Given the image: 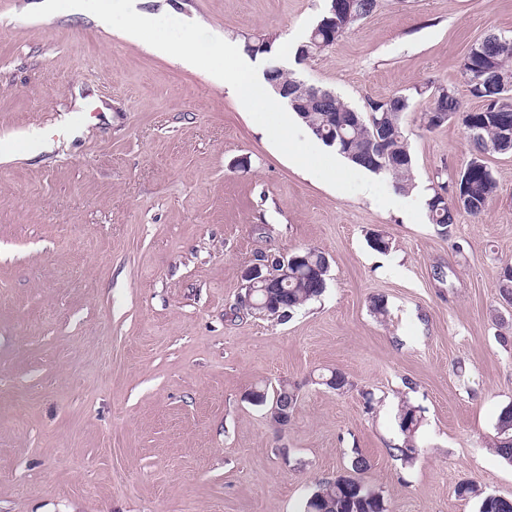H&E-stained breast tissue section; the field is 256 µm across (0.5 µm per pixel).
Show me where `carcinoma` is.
Returning a JSON list of instances; mask_svg holds the SVG:
<instances>
[{"label": "carcinoma", "mask_w": 512, "mask_h": 512, "mask_svg": "<svg viewBox=\"0 0 512 512\" xmlns=\"http://www.w3.org/2000/svg\"><path fill=\"white\" fill-rule=\"evenodd\" d=\"M352 6L353 13L348 17H335L331 12H325L306 40L298 46L297 60L312 57L333 44L356 22L372 14L378 7V0H353ZM462 68L479 80L477 90L481 97L493 98L498 94L501 80L512 81V35L499 34L488 39L480 54H467ZM265 80L272 87L278 85L287 89L296 100L302 103L307 101L308 93L294 73L271 65L266 70ZM324 106L325 109L319 112L304 109L297 112L318 140L360 166L369 157L383 161L390 167L389 175L396 180L400 190L415 188L412 157L402 125V114L409 108L408 97L396 96L365 113L356 111L337 96L326 98ZM495 108L496 105L491 103L485 112L465 111L455 92L442 88L434 96L429 110L423 113V122L428 129L439 127L435 122L439 112L450 118H459L471 142V158L460 172V184L448 185L438 175L437 187L448 192V198L435 203V193L432 192L426 199L431 223L445 231L461 216L478 219L486 212L497 183L484 161V155L494 150L512 153V112H497ZM507 133L510 134L508 138L505 137ZM458 186L467 196V202L461 206L455 201V188ZM294 255L297 262L295 268L291 269L288 283L267 292L258 289L252 296V301L261 305L258 312L264 311L271 317L286 321L324 292L329 272L325 254L315 248H305L294 252ZM250 395L253 402L270 407L276 401L288 406L297 400L293 389L286 383L272 390L257 386ZM419 423L420 416L415 408L406 406L401 410L400 427L407 436L416 432ZM494 448L500 458L512 464L510 404L498 416ZM368 469L369 462L365 457H354L350 472L316 484L306 499L304 512H387L383 495L370 488L362 478ZM456 494L464 499L477 500L478 512H512V499L487 493L472 482L458 484Z\"/></svg>", "instance_id": "1"}]
</instances>
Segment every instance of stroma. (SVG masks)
<instances>
[{
  "mask_svg": "<svg viewBox=\"0 0 512 512\" xmlns=\"http://www.w3.org/2000/svg\"><path fill=\"white\" fill-rule=\"evenodd\" d=\"M0 0V512H302L316 483L370 463L389 512H477L462 482L512 498L494 451L512 404V153L477 220L449 232L337 191L271 143L224 83L92 14L27 18ZM326 0H139L244 46L358 111L409 95L407 203L471 156L460 121L429 130L439 89L512 33V0H380L299 64ZM390 242L380 253L372 232ZM315 248L323 294L285 322L239 308L262 252ZM384 300L385 315L370 310ZM341 371L340 391L321 382ZM288 383L275 425L247 396ZM417 407L413 438L399 428ZM412 440V460L395 447Z\"/></svg>",
  "mask_w": 512,
  "mask_h": 512,
  "instance_id": "obj_1",
  "label": "stroma"
}]
</instances>
